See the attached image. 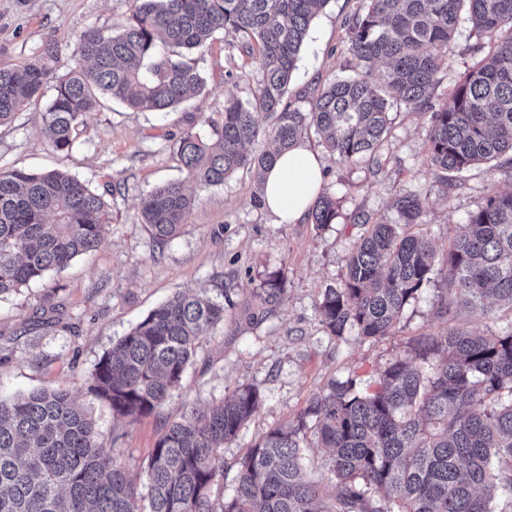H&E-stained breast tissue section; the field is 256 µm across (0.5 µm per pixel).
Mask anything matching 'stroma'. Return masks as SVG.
<instances>
[{
  "label": "stroma",
  "mask_w": 512,
  "mask_h": 512,
  "mask_svg": "<svg viewBox=\"0 0 512 512\" xmlns=\"http://www.w3.org/2000/svg\"><path fill=\"white\" fill-rule=\"evenodd\" d=\"M135 5V0H0V67L24 65L45 41L55 39L62 43L55 73L65 75L75 64L79 35L90 27L119 29ZM356 5L357 0H329L312 21L288 88L292 105L309 109L317 89L352 75L344 21ZM455 39V53L435 92L439 104L476 60L468 22H460ZM191 60L207 78L200 96L165 113L104 103L78 127L68 155L55 153L42 132L48 95L33 99L11 123L0 126L1 165L66 170L102 194L110 213L96 251L0 298V393L66 389L92 414L113 457L140 481L165 421L178 418L187 405L218 403L238 386H255L264 395L262 407L224 445L222 493L228 496L236 462L253 441L271 426L295 422L330 381L353 377L359 387H371L390 361L410 353L418 336L438 335L451 326L485 333L499 329L500 323L474 320L460 308L438 315L440 280L405 307L394 335L365 342L352 336L343 343L319 323L321 295L340 281L360 235L354 215L398 222L396 192L430 189L433 182L428 116L402 104L390 110V133L377 168L341 162L318 137L308 139L323 162L325 189L340 206L335 224L320 229L308 220L276 223L257 203L260 191L253 173L240 171L203 192L199 209L179 235L156 246L141 222V196L159 183L184 179L177 140L188 132L209 137V123L220 120L225 98H249L259 80L249 57L228 53L220 37ZM511 187L512 169L475 167L462 188L446 195L432 191L421 228L438 250H446L488 192ZM272 276L278 277L283 293L279 304L266 309L257 295ZM200 289L223 296V324L203 336L197 359L159 413L131 425L114 417L88 391L101 356L176 292Z\"/></svg>",
  "instance_id": "obj_1"
}]
</instances>
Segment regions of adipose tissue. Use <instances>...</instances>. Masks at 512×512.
Instances as JSON below:
<instances>
[{"instance_id": "1", "label": "adipose tissue", "mask_w": 512, "mask_h": 512, "mask_svg": "<svg viewBox=\"0 0 512 512\" xmlns=\"http://www.w3.org/2000/svg\"><path fill=\"white\" fill-rule=\"evenodd\" d=\"M322 191V164L305 144L284 152L266 173L262 204L279 223L305 220Z\"/></svg>"}]
</instances>
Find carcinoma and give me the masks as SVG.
I'll use <instances>...</instances> for the list:
<instances>
[{
    "instance_id": "1",
    "label": "carcinoma",
    "mask_w": 512,
    "mask_h": 512,
    "mask_svg": "<svg viewBox=\"0 0 512 512\" xmlns=\"http://www.w3.org/2000/svg\"><path fill=\"white\" fill-rule=\"evenodd\" d=\"M118 32L91 27L77 40L76 65L54 74L60 42L45 43L21 67H0V125L53 84L42 121L54 151L104 100L165 112L203 93L206 79L186 56L216 36L244 51L260 79L252 98L224 100L203 139L177 142L188 182L221 186L241 169L263 181L278 155L314 132L344 162L378 165L390 108L429 113L432 187H462L468 170L492 161L512 166V0H361L346 21L354 67L383 63L381 81L334 79L302 110L285 99L309 28L328 0H136ZM467 19L480 58L433 103L455 34ZM271 119L262 126L259 115ZM186 182V183H188ZM186 183L169 181L141 198L153 239H173L197 208ZM431 190L396 195V224L364 219L345 273L317 305L337 341L395 333L405 306L436 276L446 282L437 309L461 306L476 320L508 312L486 335L450 328L417 340L371 389L331 381L294 425L268 429L237 461L233 494L215 486L224 442L261 408L254 386L167 421L148 456L147 482L128 478L98 439L95 421L69 392L39 389L0 395V512H512V188L493 191L466 217L463 232L438 252L411 228L422 224ZM324 191L308 218L336 223ZM109 211L103 198L61 169L0 167V297L17 293L100 246ZM277 280L260 303L278 301ZM224 323V301L178 293L152 310L105 353L90 392L130 423L158 412L197 358L202 330ZM314 430L333 482L327 493L304 473V430Z\"/></svg>"
}]
</instances>
